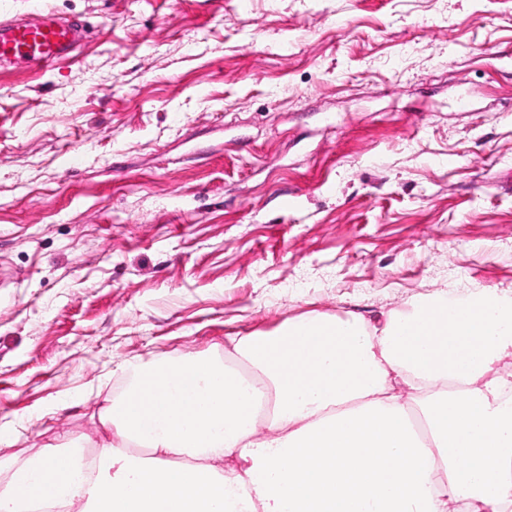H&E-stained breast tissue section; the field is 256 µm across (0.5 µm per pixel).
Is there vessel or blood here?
<instances>
[{
	"label": "vessel or blood",
	"instance_id": "1",
	"mask_svg": "<svg viewBox=\"0 0 512 512\" xmlns=\"http://www.w3.org/2000/svg\"><path fill=\"white\" fill-rule=\"evenodd\" d=\"M76 26L41 12L38 20L0 17V61L39 70L68 61L74 51Z\"/></svg>",
	"mask_w": 512,
	"mask_h": 512
}]
</instances>
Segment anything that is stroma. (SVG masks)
<instances>
[{
  "label": "stroma",
  "mask_w": 512,
  "mask_h": 512,
  "mask_svg": "<svg viewBox=\"0 0 512 512\" xmlns=\"http://www.w3.org/2000/svg\"><path fill=\"white\" fill-rule=\"evenodd\" d=\"M0 477L98 450L132 368L321 313L512 293V0H7ZM289 207H282V199ZM76 24L42 11L36 21L0 17V61L47 70L73 57Z\"/></svg>",
  "instance_id": "35a3bbf8"
}]
</instances>
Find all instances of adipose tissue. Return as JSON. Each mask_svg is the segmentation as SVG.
Masks as SVG:
<instances>
[{
	"label": "adipose tissue",
	"mask_w": 512,
	"mask_h": 512,
	"mask_svg": "<svg viewBox=\"0 0 512 512\" xmlns=\"http://www.w3.org/2000/svg\"><path fill=\"white\" fill-rule=\"evenodd\" d=\"M135 368L112 440L48 445L0 512H512V296L318 314ZM271 408L257 421V396Z\"/></svg>",
	"instance_id": "adipose-tissue-1"
}]
</instances>
